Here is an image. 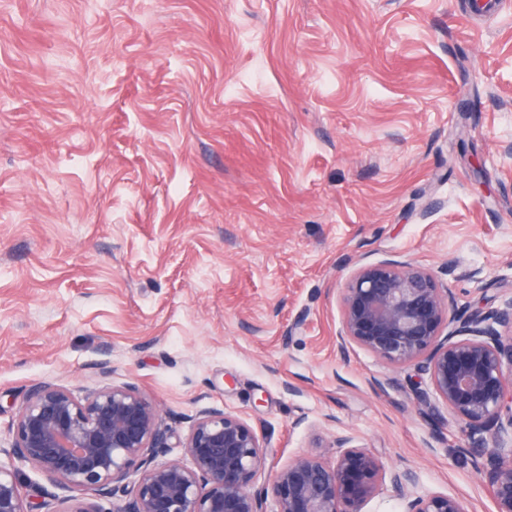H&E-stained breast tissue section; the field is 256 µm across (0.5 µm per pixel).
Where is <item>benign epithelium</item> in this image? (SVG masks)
I'll return each mask as SVG.
<instances>
[{
	"label": "benign epithelium",
	"mask_w": 512,
	"mask_h": 512,
	"mask_svg": "<svg viewBox=\"0 0 512 512\" xmlns=\"http://www.w3.org/2000/svg\"><path fill=\"white\" fill-rule=\"evenodd\" d=\"M341 353L355 345L395 368L416 366L419 413L461 422L485 457L479 473L495 512H512V283L493 300L458 306L435 275L411 263L360 268L342 303ZM159 409L132 385L76 392L50 383L27 391L0 448V512H365L384 489L404 512H469L443 492H418L415 475L390 470L371 450L336 436L322 452L301 453L262 484L267 450L238 415L206 409L181 443L183 460L163 461L172 445ZM40 474L39 501L27 500L20 467ZM134 485H125L131 475Z\"/></svg>",
	"instance_id": "obj_1"
}]
</instances>
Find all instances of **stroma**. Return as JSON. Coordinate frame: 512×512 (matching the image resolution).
<instances>
[{
  "label": "stroma",
  "instance_id": "1",
  "mask_svg": "<svg viewBox=\"0 0 512 512\" xmlns=\"http://www.w3.org/2000/svg\"><path fill=\"white\" fill-rule=\"evenodd\" d=\"M512 276V0H0V433L28 388L218 407L267 470L352 435L494 512L413 367L337 350L363 265Z\"/></svg>",
  "mask_w": 512,
  "mask_h": 512
}]
</instances>
